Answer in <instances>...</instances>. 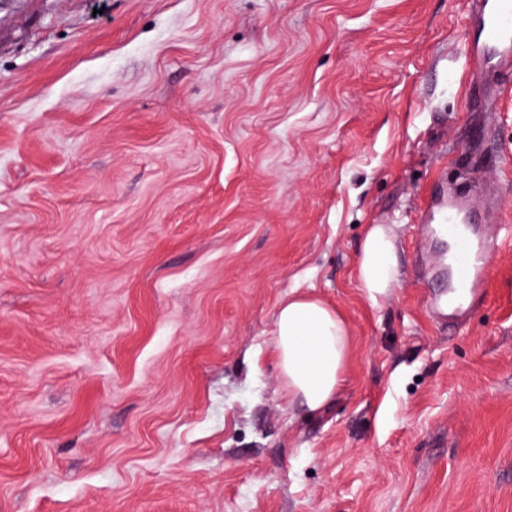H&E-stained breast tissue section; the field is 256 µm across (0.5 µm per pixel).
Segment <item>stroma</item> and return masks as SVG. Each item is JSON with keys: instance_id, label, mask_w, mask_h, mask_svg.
<instances>
[{"instance_id": "1", "label": "stroma", "mask_w": 512, "mask_h": 512, "mask_svg": "<svg viewBox=\"0 0 512 512\" xmlns=\"http://www.w3.org/2000/svg\"><path fill=\"white\" fill-rule=\"evenodd\" d=\"M466 2L0 0V512H512V91ZM440 178L501 213L455 319ZM295 288L354 338L323 412L272 355ZM359 287L376 303L389 295L399 279L397 243L391 227L372 224L362 240L357 263Z\"/></svg>"}]
</instances>
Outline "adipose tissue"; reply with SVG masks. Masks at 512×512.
I'll use <instances>...</instances> for the list:
<instances>
[{"label": "adipose tissue", "mask_w": 512, "mask_h": 512, "mask_svg": "<svg viewBox=\"0 0 512 512\" xmlns=\"http://www.w3.org/2000/svg\"><path fill=\"white\" fill-rule=\"evenodd\" d=\"M357 279L373 302L388 296L397 284V243L391 227L374 224L366 230ZM273 336L282 386L290 401L312 412L331 405L351 352L343 315L320 297L295 289L278 306Z\"/></svg>", "instance_id": "adipose-tissue-1"}]
</instances>
